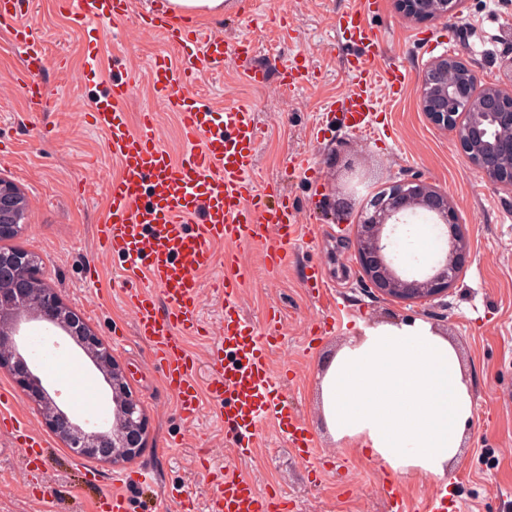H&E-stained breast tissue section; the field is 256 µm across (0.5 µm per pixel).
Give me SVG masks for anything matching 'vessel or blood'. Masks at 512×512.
Segmentation results:
<instances>
[{"mask_svg": "<svg viewBox=\"0 0 512 512\" xmlns=\"http://www.w3.org/2000/svg\"><path fill=\"white\" fill-rule=\"evenodd\" d=\"M132 6L133 0H65L67 15L76 24L116 23L129 17ZM24 11L23 0H0V30L9 33L21 54L18 85L27 103L37 108L46 99V89L32 76L43 70L45 54L21 22ZM138 24L143 32H160L178 52L175 64L167 56L155 57L148 77L152 89L173 102L186 147L175 158L160 145L152 110L130 124L125 104L131 84L112 82L87 115L89 125L106 135L120 168L107 190L97 247L101 254L122 258V273L114 285L122 291L136 334L148 346L152 364L183 418L195 420L204 404L214 405L226 447L241 456L255 446L262 426L273 423L287 435L295 455L311 462L313 439L282 392L283 375L269 362L268 352L280 334L278 314L270 312L263 333L247 322L239 304L245 279L234 260L226 262L224 321L208 347L207 383L198 380L197 359L185 342L203 328L199 275L212 267L216 247L261 244L267 271L277 272L286 262V244L300 241L303 234L301 216L287 194L273 183L258 186L252 178L262 132L249 107L220 112L188 94L202 72L222 71L232 59H250L252 45L246 39L228 42L163 14L139 17ZM339 29L362 48L350 63L353 84L342 100L349 111L364 115L380 42L359 7L341 16ZM194 215L201 222L191 231L187 220ZM0 426L23 448L28 469L45 467L48 445L23 420L0 410ZM207 512H288V503L261 493L252 478L227 467L213 472Z\"/></svg>", "mask_w": 512, "mask_h": 512, "instance_id": "1", "label": "vessel or blood"}]
</instances>
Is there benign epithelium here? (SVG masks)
Segmentation results:
<instances>
[{
    "label": "benign epithelium",
    "instance_id": "obj_1",
    "mask_svg": "<svg viewBox=\"0 0 512 512\" xmlns=\"http://www.w3.org/2000/svg\"><path fill=\"white\" fill-rule=\"evenodd\" d=\"M401 12L416 21L454 15L463 0H397ZM423 112L436 126L455 134L460 151L492 184L512 188V85L480 87L460 59L433 61L419 79ZM422 209L446 227L448 251L423 276L406 274L387 251L386 240L401 218ZM28 204L20 189L0 176V241L14 237ZM354 252L363 280L379 295L402 302L429 304L448 296L470 252L448 195L418 179H406L373 194L354 225ZM45 322L68 335L102 373L112 392V426L88 432L59 407L28 364L30 352L19 342L21 326ZM0 369L34 403L48 427L74 455L119 465L144 447L146 418L130 391L110 347L97 336L22 253L0 252Z\"/></svg>",
    "mask_w": 512,
    "mask_h": 512
}]
</instances>
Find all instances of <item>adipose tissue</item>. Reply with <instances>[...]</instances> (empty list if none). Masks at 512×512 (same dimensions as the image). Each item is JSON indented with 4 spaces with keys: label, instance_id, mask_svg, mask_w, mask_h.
Returning a JSON list of instances; mask_svg holds the SVG:
<instances>
[{
    "label": "adipose tissue",
    "instance_id": "obj_1",
    "mask_svg": "<svg viewBox=\"0 0 512 512\" xmlns=\"http://www.w3.org/2000/svg\"><path fill=\"white\" fill-rule=\"evenodd\" d=\"M320 399L336 442L402 475H445L474 417L455 347L419 319L365 328L324 370Z\"/></svg>",
    "mask_w": 512,
    "mask_h": 512
}]
</instances>
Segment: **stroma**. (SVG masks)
Returning a JSON list of instances; mask_svg holds the SVG:
<instances>
[{"instance_id":"stroma-1","label":"stroma","mask_w":512,"mask_h":512,"mask_svg":"<svg viewBox=\"0 0 512 512\" xmlns=\"http://www.w3.org/2000/svg\"><path fill=\"white\" fill-rule=\"evenodd\" d=\"M353 2L225 0L223 19L203 20L199 26L230 42L252 36L255 51L249 63L265 70L267 87L253 89L240 62L233 61L221 72L202 75L192 88L197 98L217 108H251L263 132L254 177L280 183L309 227L302 241L288 246L287 261L275 275H267L261 265V245L241 247L238 258L250 276L241 305L260 328L269 309L279 311L284 336L271 351L270 363L287 374L285 392L316 448L335 462V470L319 479L273 426H263L253 454L241 458L226 448L214 406L204 405L193 423L178 414L146 345L135 334L133 314L114 286L120 260L97 254L95 228L118 165L107 153L104 135L86 124L84 115L111 81L125 79L133 85L126 106L130 122H137L143 110H155L163 147L177 157L185 146L176 112L148 81L151 57L166 47L163 36L139 32L132 19L124 23L123 39L95 24L74 31L56 0H31L25 20L48 60L39 79L54 93L44 109L33 111L14 88L20 52L0 32V176L15 182L29 202L25 225L4 246L37 256L44 282L104 341L111 342L115 328L124 330V340L112 354L148 425L146 445L130 466L154 474L153 490L126 489L129 512H177L185 496L195 498L203 510L212 492L211 474L225 464L253 477L261 491H277L287 499L289 512H392L388 497L376 489L380 479L392 476L409 512L438 480L462 512H512V190L489 183L461 153L453 133L430 123L418 87L422 71L444 55L461 58L479 85H511L512 0H464L459 14L422 23L400 14L394 0H378L366 20L381 36L384 53L368 88L372 112L360 129L337 100L352 83L348 62L360 51L336 25ZM90 46L98 48L101 58L94 72L86 65ZM297 61L305 63L306 77L284 85L283 73ZM396 65L406 67L411 81L393 94L386 73ZM351 166L367 176L354 192L347 187ZM407 178L447 193L471 245L458 282L434 304L382 298L363 281L355 259L353 226L366 197ZM340 198L351 203L342 215L335 212ZM405 220L413 224L415 237L397 243L403 266L444 257L443 229L427 212L416 211ZM426 238L433 240L432 249H423ZM92 261L99 269L93 283L85 278ZM313 265L332 285V295L321 298L309 292L306 279ZM223 271L219 251L214 267L200 275L206 333L187 339L204 376L209 373V335L220 324L223 300L214 286ZM406 319L430 323L453 343L474 403L473 425L461 453L438 480L394 476L387 464L362 449L336 443L321 409L320 376L336 352L361 336L364 327ZM60 343L62 353L93 379L98 414L111 415V392L101 373L68 337ZM0 393L17 394L18 415L51 444L48 469L39 481L11 434L0 430V512H91L95 498L111 489L122 466L75 457L5 370H0ZM88 466L100 473L96 485L84 481ZM43 483L54 490L52 503L40 497Z\"/></svg>"}]
</instances>
